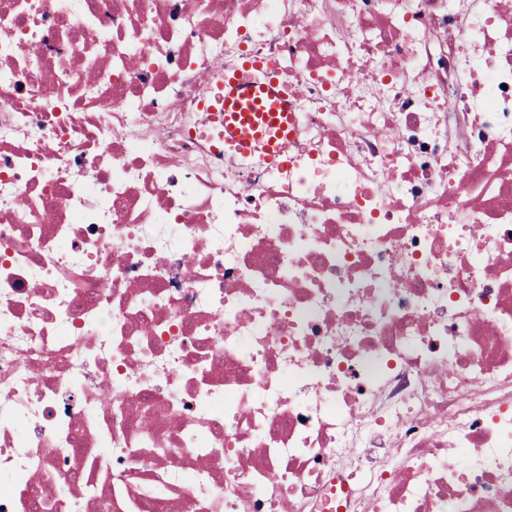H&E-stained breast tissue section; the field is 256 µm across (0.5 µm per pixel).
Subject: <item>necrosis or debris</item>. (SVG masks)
Masks as SVG:
<instances>
[{"instance_id": "4bbe7bcc", "label": "necrosis or debris", "mask_w": 512, "mask_h": 512, "mask_svg": "<svg viewBox=\"0 0 512 512\" xmlns=\"http://www.w3.org/2000/svg\"><path fill=\"white\" fill-rule=\"evenodd\" d=\"M121 494L512 512L506 0H0V512ZM209 111L224 123V145L248 158L261 151L273 165L283 164L288 148V95L273 78L247 83L224 75L222 93Z\"/></svg>"}]
</instances>
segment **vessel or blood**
I'll return each mask as SVG.
<instances>
[{
	"instance_id": "1",
	"label": "vessel or blood",
	"mask_w": 512,
	"mask_h": 512,
	"mask_svg": "<svg viewBox=\"0 0 512 512\" xmlns=\"http://www.w3.org/2000/svg\"><path fill=\"white\" fill-rule=\"evenodd\" d=\"M215 120L224 125V143L242 157L263 153L274 165L282 164L288 148V96L275 79L245 82L225 76L222 93L210 105Z\"/></svg>"
}]
</instances>
